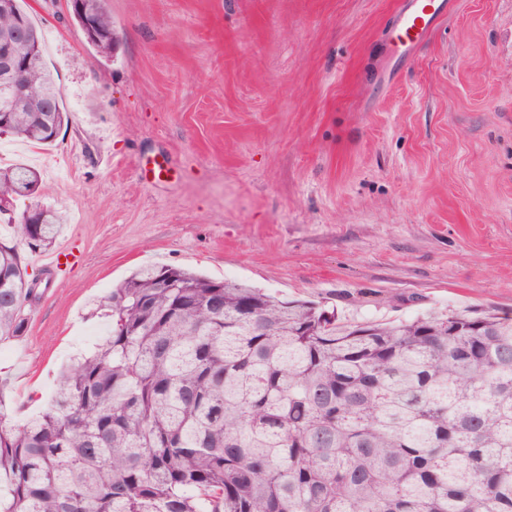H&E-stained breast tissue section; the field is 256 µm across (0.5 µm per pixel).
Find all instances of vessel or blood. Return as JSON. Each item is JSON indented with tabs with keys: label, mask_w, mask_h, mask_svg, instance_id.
Segmentation results:
<instances>
[{
	"label": "vessel or blood",
	"mask_w": 512,
	"mask_h": 512,
	"mask_svg": "<svg viewBox=\"0 0 512 512\" xmlns=\"http://www.w3.org/2000/svg\"><path fill=\"white\" fill-rule=\"evenodd\" d=\"M451 6L452 0H396L394 20L388 30L390 62L414 57Z\"/></svg>",
	"instance_id": "b4317fda"
}]
</instances>
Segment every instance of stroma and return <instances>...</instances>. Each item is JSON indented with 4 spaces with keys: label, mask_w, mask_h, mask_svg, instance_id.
Returning a JSON list of instances; mask_svg holds the SVG:
<instances>
[{
    "label": "stroma",
    "mask_w": 512,
    "mask_h": 512,
    "mask_svg": "<svg viewBox=\"0 0 512 512\" xmlns=\"http://www.w3.org/2000/svg\"><path fill=\"white\" fill-rule=\"evenodd\" d=\"M395 0H108L94 54L67 0H26L69 122L0 137L63 207L75 255L0 342L14 425L101 343L138 267L232 278L345 324L512 312V0H454L398 78ZM111 154V168L99 163ZM168 158V181L139 166ZM83 1H85L83 6L84 15L72 11L71 19L80 27L82 32H84L85 19L93 22L100 38L98 41H88L86 38V42L97 54L102 57H111L116 36L112 26V16L107 7L108 0Z\"/></svg>",
    "instance_id": "stroma-1"
}]
</instances>
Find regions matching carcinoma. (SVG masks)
Segmentation results:
<instances>
[{"mask_svg": "<svg viewBox=\"0 0 512 512\" xmlns=\"http://www.w3.org/2000/svg\"><path fill=\"white\" fill-rule=\"evenodd\" d=\"M108 0H85L112 56ZM31 34L21 99L0 92V135L50 144L68 122L21 0L0 36ZM41 187L0 165V199ZM0 240V342L26 329L30 254L64 213L38 203ZM104 341L60 374L46 407L8 425L0 403V512H512V316L428 313L344 325L315 303L235 279L144 265L98 305Z\"/></svg>", "mask_w": 512, "mask_h": 512, "instance_id": "cac0c4a2", "label": "carcinoma"}]
</instances>
